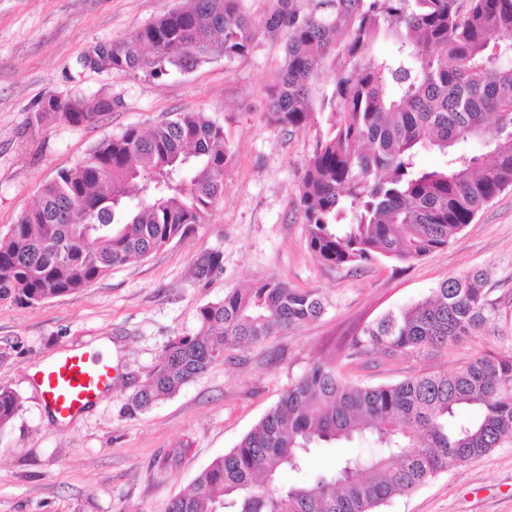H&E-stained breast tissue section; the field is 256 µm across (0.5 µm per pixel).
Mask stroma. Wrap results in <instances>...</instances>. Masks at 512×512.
Here are the masks:
<instances>
[{"mask_svg":"<svg viewBox=\"0 0 512 512\" xmlns=\"http://www.w3.org/2000/svg\"><path fill=\"white\" fill-rule=\"evenodd\" d=\"M182 2L0 0V235L57 172L129 126L146 131L175 113L202 111L223 126L232 154L222 199L189 238L67 295L33 306L0 300V383L23 401L0 433V512H165L318 357L335 356L351 382L378 385L446 373L512 348V188L448 246L416 261L381 257L359 268L330 267L309 250L298 201L316 128L290 133L269 115L285 47L282 32L266 22L280 0H240L256 28L245 57L216 58L160 81L141 73L78 74L76 60L87 48L132 38ZM104 91L119 102L92 124L55 119L36 131L27 126L48 96ZM215 250L223 254L222 270L197 279V264ZM473 270L485 273L497 308L479 336L418 358L344 356L357 327ZM270 278L318 291L323 315L236 350L175 396L132 410L131 396L171 339L197 333L200 306ZM102 338L113 345L111 391L76 419H56L31 368ZM183 441L191 442L189 452L159 471ZM387 512H512V443L448 466L394 498Z\"/></svg>","mask_w":512,"mask_h":512,"instance_id":"35a3bbf8","label":"stroma"}]
</instances>
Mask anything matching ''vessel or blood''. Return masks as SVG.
Masks as SVG:
<instances>
[{"mask_svg":"<svg viewBox=\"0 0 512 512\" xmlns=\"http://www.w3.org/2000/svg\"><path fill=\"white\" fill-rule=\"evenodd\" d=\"M111 360L80 348L66 350L42 372L39 385L46 407L63 418H75L102 399L112 386Z\"/></svg>","mask_w":512,"mask_h":512,"instance_id":"vessel-or-blood-1","label":"vessel or blood"}]
</instances>
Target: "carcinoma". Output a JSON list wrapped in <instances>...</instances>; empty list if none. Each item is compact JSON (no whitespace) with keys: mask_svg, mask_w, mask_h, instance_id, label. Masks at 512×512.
I'll use <instances>...</instances> for the list:
<instances>
[{"mask_svg":"<svg viewBox=\"0 0 512 512\" xmlns=\"http://www.w3.org/2000/svg\"><path fill=\"white\" fill-rule=\"evenodd\" d=\"M297 2L267 20L286 34L271 116L293 132L326 115L300 186L309 248L327 265L359 266L378 255L406 263L447 246L512 187V0ZM254 36L237 0H185L129 40L90 47L78 65L161 79L214 58H243ZM381 41L384 51L376 50ZM110 110V93L52 95L29 126L51 117L89 123ZM429 149L447 162L421 165ZM230 163L223 127L203 112L103 142L43 185L37 204L0 236V299L45 302L188 238L223 197ZM221 267V252H210L197 278ZM485 283L479 271L444 279L424 299L361 327L350 355L418 357L479 335L495 312ZM323 312L317 292L280 280L227 292L199 308L197 334L169 342L132 409L175 395L229 351ZM21 406L1 383L0 432ZM367 436L376 451L307 473L310 449ZM507 441L512 349L377 386L350 383L336 359L320 358L166 512H381L448 465ZM286 472L294 481H282Z\"/></svg>","mask_w":512,"mask_h":512,"instance_id":"carcinoma-1","label":"carcinoma"}]
</instances>
